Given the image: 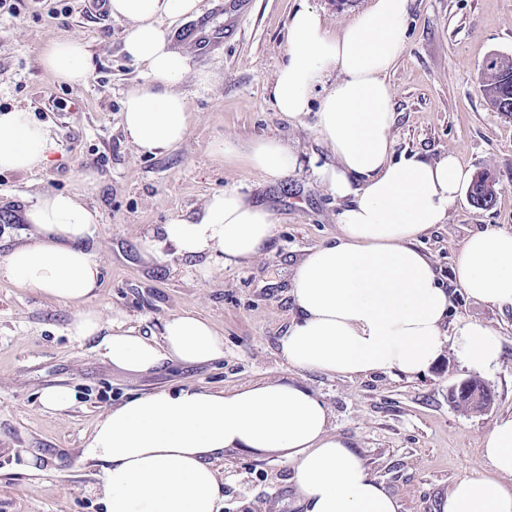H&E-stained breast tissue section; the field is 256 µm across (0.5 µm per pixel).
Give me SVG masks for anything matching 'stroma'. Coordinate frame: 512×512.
<instances>
[{
	"label": "stroma",
	"mask_w": 512,
	"mask_h": 512,
	"mask_svg": "<svg viewBox=\"0 0 512 512\" xmlns=\"http://www.w3.org/2000/svg\"><path fill=\"white\" fill-rule=\"evenodd\" d=\"M0 7V109L24 107L46 123L58 150L35 173H0V259L26 242L25 211L42 192L77 194L97 212L91 244L102 263L92 305L111 319L159 336L169 316L192 311L224 337L223 358L172 363L138 374L112 366L94 340L71 339L72 303L0 280V512H103L101 468L85 457L99 418L128 399L193 385L231 390L268 381L293 382L330 410L337 437L355 447L368 473L401 503V512H440L455 480L491 469L484 436L512 413V311L469 298L456 288L453 266L466 238L485 226L512 230V119L483 92L488 58H512V0H412L403 51L387 75L395 103L396 152L429 159L455 154L473 175L490 173L497 198L488 209L461 197L447 223L422 236L419 249L452 293L445 332L457 318L494 328L502 339L498 367L482 377L493 397L484 412H465L449 393L468 379L452 350L425 374L375 373L348 379L288 366L279 340L297 318L290 278L308 252L333 241L343 209L311 173L327 161L317 114L288 123L276 112L269 87L286 58L288 22L299 0H202L199 15L170 26L173 49L188 58L180 85L195 120L176 148L138 153L122 131L124 91L141 73L123 51L127 25L93 0H5ZM70 37L88 44L87 84L58 83L39 63L44 44ZM210 73L200 88L195 72ZM272 136L289 144L299 167L268 185L243 157L252 140ZM234 145L237 159L211 152ZM244 183L250 199L268 206L274 235L249 264L223 257L183 259L174 246L145 256L150 233L197 212L224 186ZM52 386L76 395L65 413L42 412ZM34 468H26V458ZM223 480L221 512H302L294 471L278 455L225 451L215 463Z\"/></svg>",
	"instance_id": "obj_1"
}]
</instances>
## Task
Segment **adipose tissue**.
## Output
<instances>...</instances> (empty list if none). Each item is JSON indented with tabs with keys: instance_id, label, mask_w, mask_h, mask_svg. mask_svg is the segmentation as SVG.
<instances>
[{
	"instance_id": "obj_1",
	"label": "adipose tissue",
	"mask_w": 512,
	"mask_h": 512,
	"mask_svg": "<svg viewBox=\"0 0 512 512\" xmlns=\"http://www.w3.org/2000/svg\"><path fill=\"white\" fill-rule=\"evenodd\" d=\"M202 0H109L125 21L123 50L142 82L122 99V130L138 153L153 155L181 143L192 124L188 100L174 89L188 59L172 49L170 20L200 12ZM411 0H372L330 34L322 13L301 0L289 23L285 61L270 87L277 112L291 121L317 114V135L329 162L315 178L345 203L334 242L297 264L291 294L299 318L279 340L290 367L349 379L396 371L423 374L452 347L461 365L483 375L503 347L490 326L462 319L453 338L443 321L451 306L422 235L446 223L471 178L456 156L428 160L395 153L393 91L386 76L404 47ZM86 43L48 41L40 63L58 81L78 87L91 73ZM55 150L49 127L28 110L0 111V173L44 170ZM298 155L274 137L255 139L247 167L275 182L296 170ZM27 243L0 259V279L75 305L73 340L97 338L113 366L145 374L166 363L201 364L224 355V338L194 312L168 317L159 337L104 320L89 306L101 264L87 244L98 216L65 192L36 195L25 213ZM272 213L250 201L244 185L209 195L196 217L144 238L145 255L174 245L178 256L253 259L273 236ZM455 282L472 299L512 308V231L487 227L462 244ZM325 403L293 383H257L229 391L185 386L127 400L97 422L84 450L101 466L105 512H219L215 460L228 449L276 453L288 459L305 512H400L397 498L366 471L353 447L332 434ZM482 453L492 473L455 481L441 512H512V414L495 421Z\"/></svg>"
}]
</instances>
